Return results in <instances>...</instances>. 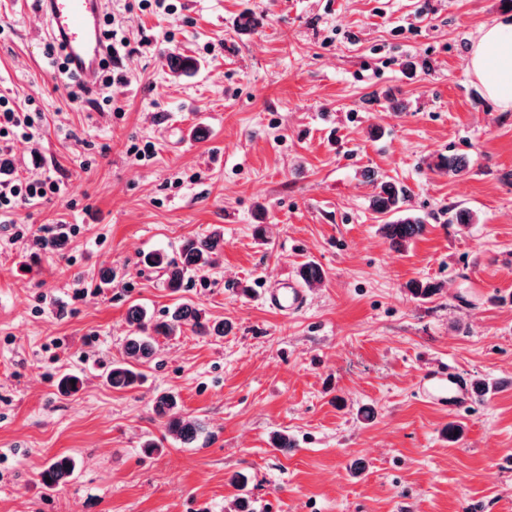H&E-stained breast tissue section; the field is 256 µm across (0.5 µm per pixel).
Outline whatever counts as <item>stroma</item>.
I'll use <instances>...</instances> for the list:
<instances>
[{
  "mask_svg": "<svg viewBox=\"0 0 512 512\" xmlns=\"http://www.w3.org/2000/svg\"><path fill=\"white\" fill-rule=\"evenodd\" d=\"M129 2L106 5L116 81L102 107L70 99L36 0H0V91L40 112L34 138L4 153L12 174L62 187L0 223V512H229L241 492L253 512H512V112L467 66L481 28L512 9ZM245 11L260 24L244 35ZM174 52L197 60L194 75L169 71ZM440 155L467 166L434 169ZM372 172L427 218L402 251L370 208ZM452 207L475 223H449ZM19 225L30 236L15 238ZM217 228L224 250L184 297L231 331L158 337L142 384L112 389L127 308L176 300L145 256L177 257ZM309 261L325 278L304 284L303 308L270 309L263 289ZM413 280L443 288L417 299ZM441 362L491 391L461 411L427 402ZM68 372L83 384L63 395ZM163 392L200 420L192 443L154 413ZM277 431L291 448L272 446ZM148 439L162 449L143 454ZM60 454L77 468L50 490L40 472Z\"/></svg>",
  "mask_w": 512,
  "mask_h": 512,
  "instance_id": "obj_1",
  "label": "stroma"
}]
</instances>
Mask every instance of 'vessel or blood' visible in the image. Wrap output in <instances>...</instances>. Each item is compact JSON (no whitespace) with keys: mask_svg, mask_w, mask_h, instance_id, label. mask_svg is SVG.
Returning a JSON list of instances; mask_svg holds the SVG:
<instances>
[{"mask_svg":"<svg viewBox=\"0 0 512 512\" xmlns=\"http://www.w3.org/2000/svg\"><path fill=\"white\" fill-rule=\"evenodd\" d=\"M52 34L59 40L71 66L87 85H94L104 53L100 32L103 0H38ZM267 302L288 315L302 307L304 294L291 278L269 292ZM428 399L460 410L472 404L476 392L470 381L455 369L437 371L425 391Z\"/></svg>","mask_w":512,"mask_h":512,"instance_id":"1","label":"vessel or blood"}]
</instances>
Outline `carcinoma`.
Segmentation results:
<instances>
[{
	"instance_id": "carcinoma-1",
	"label": "carcinoma",
	"mask_w": 512,
	"mask_h": 512,
	"mask_svg": "<svg viewBox=\"0 0 512 512\" xmlns=\"http://www.w3.org/2000/svg\"><path fill=\"white\" fill-rule=\"evenodd\" d=\"M167 66L173 74H187L197 68V61L189 56L172 54L167 57ZM435 167L453 174L465 169V162L456 157L440 156ZM375 191L371 197L372 211L386 221L380 230L390 246L403 250L410 241L420 237L426 230V217L406 208L409 193L406 187L384 178L373 179ZM224 250V234L218 230L196 239L186 240L179 257L169 260L160 253L150 254L145 262L152 268L164 272L166 287L178 293L184 287L186 277L201 271L213 263L214 257ZM299 275L307 283H317L324 279L323 270L315 263L307 262L300 267ZM441 285L430 281H414L411 291L421 298L437 294ZM126 321L130 333L125 344L126 359L115 362L106 372V382L114 389L135 388L142 379L138 366L148 362L155 354V337L177 336L188 326L199 336L222 337L232 330L231 324L222 320H211L193 304L179 302L155 319L138 304L129 306ZM156 415L166 419L168 432L184 443H190L201 430V423L184 416L178 408L174 395L164 393L154 401ZM76 468V461L70 456L55 458L40 473L42 483L48 488H56L68 481Z\"/></svg>"
}]
</instances>
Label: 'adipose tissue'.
Listing matches in <instances>:
<instances>
[{
    "label": "adipose tissue",
    "instance_id": "obj_1",
    "mask_svg": "<svg viewBox=\"0 0 512 512\" xmlns=\"http://www.w3.org/2000/svg\"><path fill=\"white\" fill-rule=\"evenodd\" d=\"M468 64L485 92L512 111V24L485 27L469 51Z\"/></svg>",
    "mask_w": 512,
    "mask_h": 512
}]
</instances>
